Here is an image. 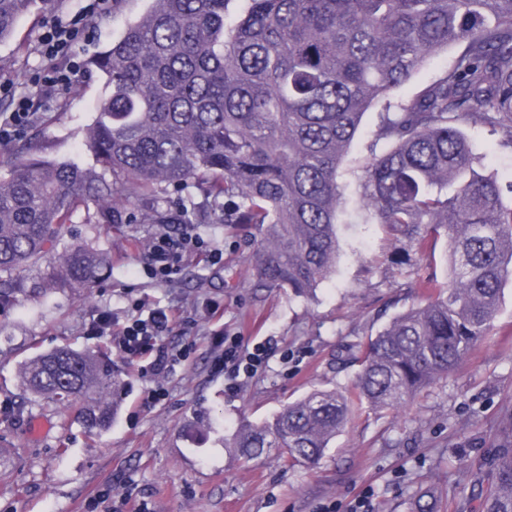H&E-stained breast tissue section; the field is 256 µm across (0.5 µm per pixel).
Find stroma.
Wrapping results in <instances>:
<instances>
[{
    "label": "stroma",
    "instance_id": "obj_1",
    "mask_svg": "<svg viewBox=\"0 0 512 512\" xmlns=\"http://www.w3.org/2000/svg\"><path fill=\"white\" fill-rule=\"evenodd\" d=\"M86 0H59L46 13L22 17L0 43V111L32 98L35 120L22 141L42 156L86 168L96 162L84 146L86 129L105 93L99 77L80 72L73 87L37 96L30 79L47 69L39 54L45 26L82 12ZM149 0H125L120 17H94L74 47L85 62L119 38L123 23L144 14ZM380 107L365 114L341 170L344 213L338 226L336 272L314 297L256 287L249 259L258 234L252 224H201L203 238L224 248V264L189 260L174 281L156 285L144 274L154 224H88L76 214L80 241L108 252L112 268L90 296L50 288L18 296L0 310V512H410L412 499L433 489L441 512H482L478 482L486 456L512 422V288H505L489 333L450 376L425 387L405 405L364 407L330 442L317 466L272 454L238 460L224 437L242 420L259 423L314 390L352 387L359 367L349 351L421 299L427 277L445 280L448 238L427 245L392 224L361 218V169L389 149L380 136ZM477 156L500 177L512 174V135L462 122ZM170 308L177 327L166 342L188 356L166 378V396H147L154 381L127 362L108 339L90 332L100 314L122 320L130 300ZM218 313L199 316L203 300ZM268 349L267 365L251 378L227 382L212 370L220 334ZM68 345L103 346L121 384L110 427L90 436L78 411L36 397L20 383L21 362ZM47 431L31 436L33 422Z\"/></svg>",
    "mask_w": 512,
    "mask_h": 512
}]
</instances>
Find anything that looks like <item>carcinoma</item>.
<instances>
[{
    "label": "carcinoma",
    "mask_w": 512,
    "mask_h": 512,
    "mask_svg": "<svg viewBox=\"0 0 512 512\" xmlns=\"http://www.w3.org/2000/svg\"><path fill=\"white\" fill-rule=\"evenodd\" d=\"M39 2L53 0H0V42ZM450 46V67L389 101ZM86 68L108 89L87 134L103 173L26 151L0 177V305L45 259L46 288H93L110 270L73 234L89 204L96 224H256L257 287L314 294L336 268L342 162L382 103L392 146L363 168L364 221L444 228L448 278L369 338L352 391L314 390L240 424L224 447L246 462L276 451L315 466L359 406L405 403L488 335L512 282V176L485 171L456 121L512 134V0H151ZM21 379L80 403L91 433L113 419L120 383L96 352L38 354ZM489 468L483 512H512L511 438ZM410 512H439L438 499L422 492Z\"/></svg>",
    "instance_id": "obj_1"
}]
</instances>
